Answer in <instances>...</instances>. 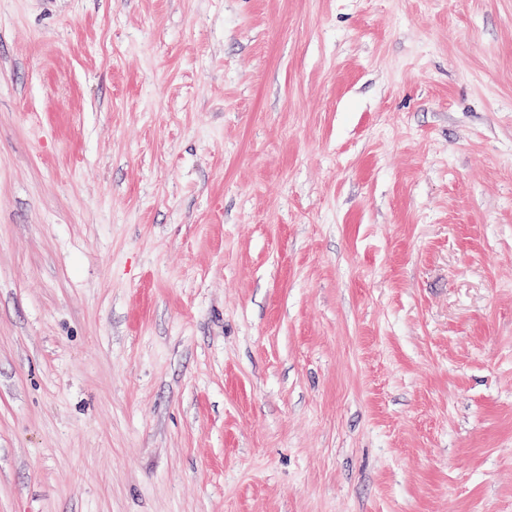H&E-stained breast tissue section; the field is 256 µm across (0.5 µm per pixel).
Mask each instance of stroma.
<instances>
[{
  "label": "stroma",
  "instance_id": "35a3bbf8",
  "mask_svg": "<svg viewBox=\"0 0 512 512\" xmlns=\"http://www.w3.org/2000/svg\"><path fill=\"white\" fill-rule=\"evenodd\" d=\"M0 512H512V0H0Z\"/></svg>",
  "mask_w": 512,
  "mask_h": 512
}]
</instances>
